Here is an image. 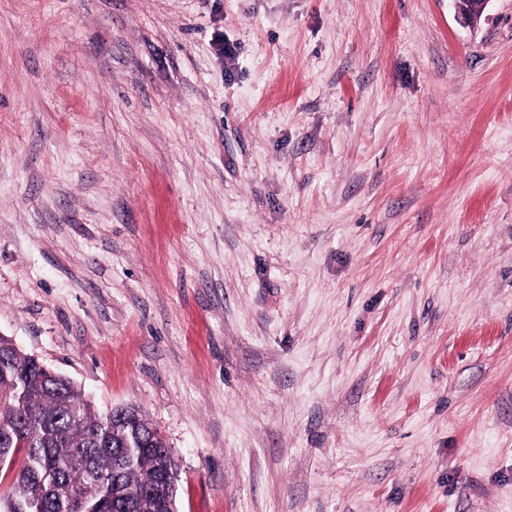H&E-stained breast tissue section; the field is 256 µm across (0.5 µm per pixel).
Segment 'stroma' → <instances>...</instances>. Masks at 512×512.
Instances as JSON below:
<instances>
[{"label": "stroma", "instance_id": "1", "mask_svg": "<svg viewBox=\"0 0 512 512\" xmlns=\"http://www.w3.org/2000/svg\"><path fill=\"white\" fill-rule=\"evenodd\" d=\"M1 335L176 512H512V0H0Z\"/></svg>", "mask_w": 512, "mask_h": 512}]
</instances>
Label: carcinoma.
Here are the masks:
<instances>
[{
	"label": "carcinoma",
	"instance_id": "1",
	"mask_svg": "<svg viewBox=\"0 0 512 512\" xmlns=\"http://www.w3.org/2000/svg\"><path fill=\"white\" fill-rule=\"evenodd\" d=\"M3 344L0 473L12 479L0 512H23L27 500L42 512H142L140 501L159 490L173 500V454L141 413H97L71 380ZM150 431L153 447H134Z\"/></svg>",
	"mask_w": 512,
	"mask_h": 512
}]
</instances>
